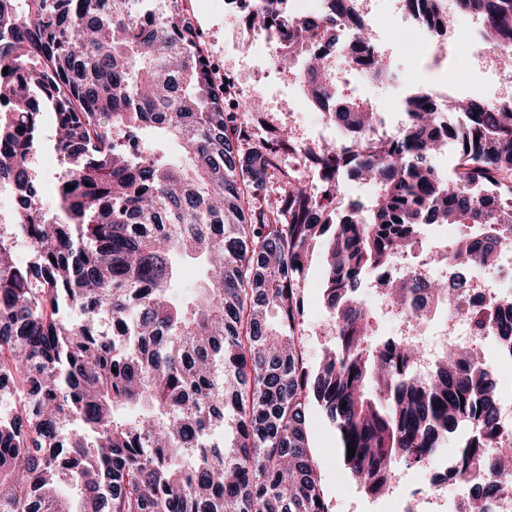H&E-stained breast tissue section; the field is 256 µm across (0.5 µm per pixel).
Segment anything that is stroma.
I'll list each match as a JSON object with an SVG mask.
<instances>
[{"label":"stroma","mask_w":512,"mask_h":512,"mask_svg":"<svg viewBox=\"0 0 512 512\" xmlns=\"http://www.w3.org/2000/svg\"><path fill=\"white\" fill-rule=\"evenodd\" d=\"M189 12L205 32V48L223 67L231 70L239 85L252 90L259 105L256 111L245 112L241 120L254 135L255 142L271 139L274 130L289 129L296 139L305 141L322 129L324 114L314 108L297 106L296 85L289 75L276 72L263 60L251 59L239 48L241 18L229 16L224 0H187ZM393 45L383 57L396 75L388 85L365 83L355 71H347L339 84L341 95L362 97L373 108H386L394 97L404 98L420 89L467 98L473 85L483 79L481 73L463 76L456 56L432 68L421 55L411 30L395 25L389 34ZM326 271L323 249H315L304 283L306 308L303 344L308 361H316L325 347L332 344V322L322 301ZM310 443L318 463L321 479L333 502V512H381L384 498L364 494L340 463L336 435L321 412H314L309 421Z\"/></svg>","instance_id":"stroma-1"}]
</instances>
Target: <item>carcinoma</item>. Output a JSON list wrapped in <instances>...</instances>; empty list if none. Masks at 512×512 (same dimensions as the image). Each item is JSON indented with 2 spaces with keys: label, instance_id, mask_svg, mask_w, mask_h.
I'll list each match as a JSON object with an SVG mask.
<instances>
[{
  "label": "carcinoma",
  "instance_id": "obj_1",
  "mask_svg": "<svg viewBox=\"0 0 512 512\" xmlns=\"http://www.w3.org/2000/svg\"><path fill=\"white\" fill-rule=\"evenodd\" d=\"M282 2L245 26L279 28L285 67L316 49L306 90L339 136L306 150L323 190L282 166L291 132L251 144L183 0H0V191L14 204L0 227V512H333L309 442L314 407L368 496L453 433L460 512L499 495L512 432L490 366L450 346L419 373V345L378 336L364 288L375 282L402 317L428 301L455 310L473 264L512 246V99L454 100L443 122L431 95L410 96L377 140L371 105L330 82V58L370 52L355 0L296 21ZM445 2L404 7L439 34ZM453 2L482 18L490 47L512 44V0ZM48 124L63 164L50 214L34 170ZM344 176L374 194L335 216ZM444 224L463 227L436 251L448 280L416 259L387 274ZM21 242L34 263L16 261ZM319 244L334 336L311 364L301 284ZM185 261L202 277L180 294ZM475 328L512 356V295L476 312Z\"/></svg>",
  "mask_w": 512,
  "mask_h": 512
}]
</instances>
